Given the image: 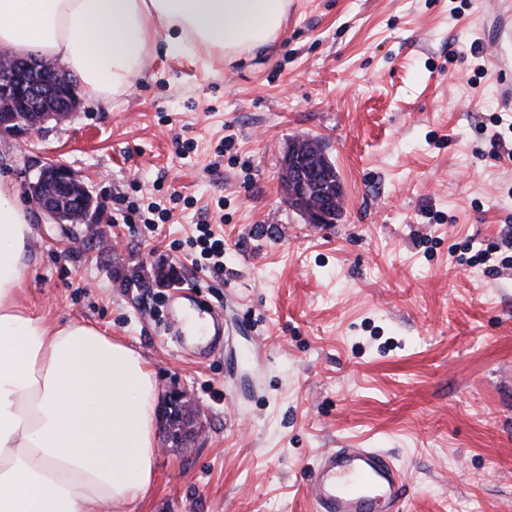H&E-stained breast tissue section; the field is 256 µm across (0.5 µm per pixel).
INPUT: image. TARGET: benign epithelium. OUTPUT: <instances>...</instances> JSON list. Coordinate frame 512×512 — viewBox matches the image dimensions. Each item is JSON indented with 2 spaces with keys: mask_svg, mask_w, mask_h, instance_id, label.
Listing matches in <instances>:
<instances>
[{
  "mask_svg": "<svg viewBox=\"0 0 512 512\" xmlns=\"http://www.w3.org/2000/svg\"><path fill=\"white\" fill-rule=\"evenodd\" d=\"M74 79L54 65L0 54V145L41 131L53 121L67 122L77 105ZM328 156L315 140L293 144L283 159L282 181L287 202L303 208L308 224H328L342 210L343 191L307 200L320 182L318 161ZM28 199L53 224H89L97 206L79 177L62 163L41 168L28 184Z\"/></svg>",
  "mask_w": 512,
  "mask_h": 512,
  "instance_id": "benign-epithelium-1",
  "label": "benign epithelium"
}]
</instances>
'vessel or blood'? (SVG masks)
Returning <instances> with one entry per match:
<instances>
[{"instance_id":"vessel-or-blood-1","label":"vessel or blood","mask_w":512,"mask_h":512,"mask_svg":"<svg viewBox=\"0 0 512 512\" xmlns=\"http://www.w3.org/2000/svg\"><path fill=\"white\" fill-rule=\"evenodd\" d=\"M404 471L377 448L325 450L307 485L317 512H403Z\"/></svg>"}]
</instances>
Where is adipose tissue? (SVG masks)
<instances>
[{
    "label": "adipose tissue",
    "instance_id": "ef3b65f1",
    "mask_svg": "<svg viewBox=\"0 0 512 512\" xmlns=\"http://www.w3.org/2000/svg\"><path fill=\"white\" fill-rule=\"evenodd\" d=\"M290 0H0V51L40 55L106 101L132 85L158 31L185 54L275 40ZM31 230L0 176V512H101L143 495L156 453L155 380L94 325L22 306Z\"/></svg>",
    "mask_w": 512,
    "mask_h": 512
}]
</instances>
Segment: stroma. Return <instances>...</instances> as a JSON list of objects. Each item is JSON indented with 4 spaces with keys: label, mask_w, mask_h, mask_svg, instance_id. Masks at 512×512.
Returning a JSON list of instances; mask_svg holds the SVG:
<instances>
[{
    "label": "stroma",
    "mask_w": 512,
    "mask_h": 512,
    "mask_svg": "<svg viewBox=\"0 0 512 512\" xmlns=\"http://www.w3.org/2000/svg\"><path fill=\"white\" fill-rule=\"evenodd\" d=\"M512 0H292L270 44L233 62L166 51L110 102L0 150L19 201L71 168L118 246L30 215L18 300L138 351L158 385L148 491L103 512H313L329 448H378L409 477L405 512H512V268L472 263L512 234ZM478 53H471V46ZM319 139L344 191L333 224L285 200L283 150ZM233 149L218 154L224 137ZM180 200L156 235L131 205ZM207 223L224 274L180 241ZM201 286L166 307L175 279ZM222 306L224 352L174 343L168 319ZM189 390L201 438L164 437Z\"/></svg>",
    "instance_id": "stroma-1"
}]
</instances>
